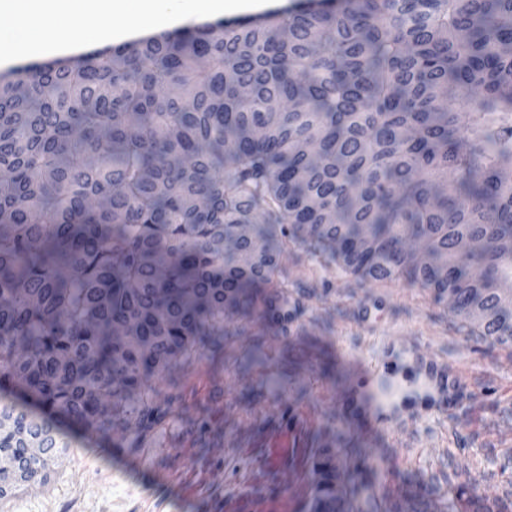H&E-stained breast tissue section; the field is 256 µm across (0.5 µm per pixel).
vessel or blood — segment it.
Segmentation results:
<instances>
[{"mask_svg": "<svg viewBox=\"0 0 512 512\" xmlns=\"http://www.w3.org/2000/svg\"><path fill=\"white\" fill-rule=\"evenodd\" d=\"M370 356L338 351L353 366L359 382L344 396V416L351 428L363 433L389 431L398 437L413 434L421 414L392 399V392L413 391L426 405L427 414L448 418L469 398L466 372L447 357L428 352L421 343L407 344L388 333Z\"/></svg>", "mask_w": 512, "mask_h": 512, "instance_id": "b4317fda", "label": "vessel or blood"}]
</instances>
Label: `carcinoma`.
<instances>
[{
	"instance_id": "cac0c4a2",
	"label": "carcinoma",
	"mask_w": 512,
	"mask_h": 512,
	"mask_svg": "<svg viewBox=\"0 0 512 512\" xmlns=\"http://www.w3.org/2000/svg\"><path fill=\"white\" fill-rule=\"evenodd\" d=\"M473 96L465 108L454 105ZM368 227L375 279L485 303L512 279V0H306L0 74V497L88 434L143 435L150 380L224 337V312L288 321L278 249ZM433 246L413 266L391 245ZM463 238L482 242L467 257ZM310 512H336L331 458Z\"/></svg>"
}]
</instances>
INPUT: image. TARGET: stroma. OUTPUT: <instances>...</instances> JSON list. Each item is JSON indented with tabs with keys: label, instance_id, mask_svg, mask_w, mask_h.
Wrapping results in <instances>:
<instances>
[{
	"label": "stroma",
	"instance_id": "obj_1",
	"mask_svg": "<svg viewBox=\"0 0 512 512\" xmlns=\"http://www.w3.org/2000/svg\"><path fill=\"white\" fill-rule=\"evenodd\" d=\"M312 241L280 256L288 328L260 314L224 318V339L156 383L173 400L139 436L76 435L44 482L0 498V512H309L318 459L331 456L349 512H512V344L482 336L405 276L376 281ZM416 336L471 379L468 411L439 433L423 421L408 447L354 435L341 398L357 377L337 347L369 351L385 331ZM305 420L306 445L265 466L260 440Z\"/></svg>",
	"mask_w": 512,
	"mask_h": 512
}]
</instances>
